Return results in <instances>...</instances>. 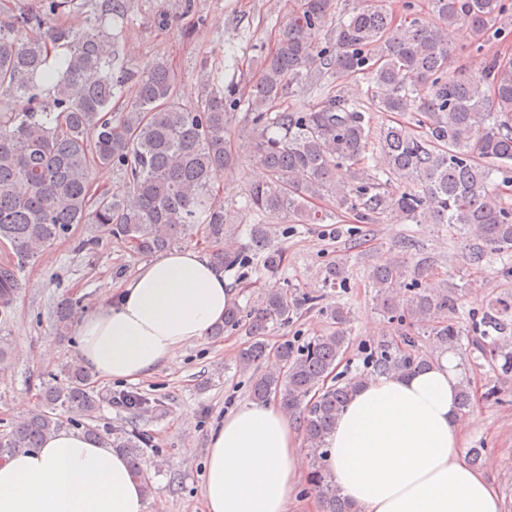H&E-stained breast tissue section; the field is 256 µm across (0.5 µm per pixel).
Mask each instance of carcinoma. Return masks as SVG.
Masks as SVG:
<instances>
[{"label": "carcinoma", "mask_w": 512, "mask_h": 512, "mask_svg": "<svg viewBox=\"0 0 512 512\" xmlns=\"http://www.w3.org/2000/svg\"><path fill=\"white\" fill-rule=\"evenodd\" d=\"M133 4L36 0L0 11V240L23 262L72 224H95L142 255L200 232L212 246L214 263L240 264L245 258L219 248L230 218L215 190L236 162L228 146L235 91L224 94L219 75L204 66V91L187 98L165 61L146 71L129 64L118 29ZM430 7L428 20L409 0L397 20L371 0L340 21L333 43L321 48L316 33L329 21L333 0H302L244 99L251 110V157L268 176L250 186L248 209L296 224H323L330 214L311 208V201L328 196L336 211L351 214L357 224L384 217L395 224H453L464 230L462 258L471 266L491 254L512 253V206L490 187L495 173L512 184V57L487 55L477 70L459 68L450 77L460 52L447 39L448 28L457 24L469 28L478 52L490 38H511L512 0H430ZM71 8L88 12L86 29L62 21ZM326 74L363 76L378 111L408 113L409 120L373 129L358 100L330 92L305 111H270L272 103ZM128 84L135 86V97L122 104L119 93ZM374 149L385 165L379 175L366 166ZM94 165L116 168L123 185L111 192L92 188ZM341 165L350 176L338 182ZM382 174L402 189L388 191ZM249 250L262 257L271 275L283 264V251L271 244L264 224L251 229ZM430 272L424 258L411 272L394 261L375 264L369 279L376 307L391 320L426 327L434 349L454 350L462 336L453 321L457 298L423 287ZM346 281L345 263L328 267L329 286ZM16 288L15 270L1 269V318L9 317ZM297 305L288 292L272 288L249 317L234 305L213 331L219 336L228 327L244 328L250 344L239 360L246 369L265 356L269 327L287 323ZM330 316L336 329L304 348L281 343L269 370L253 377L251 393L258 401L279 396L289 413L299 414L311 458L309 483L322 512H356L323 461L336 419L368 375L327 384L349 345L350 311L338 304ZM481 326L472 350L501 374H511L512 295L488 303ZM427 364L422 356H394L385 344L372 360L380 374ZM43 399L45 407L0 432V461L38 447L64 423L77 425L97 408L82 368L52 378ZM145 442L137 429L112 441L129 455L138 477Z\"/></svg>", "instance_id": "1"}]
</instances>
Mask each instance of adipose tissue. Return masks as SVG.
I'll return each instance as SVG.
<instances>
[{"label": "adipose tissue", "mask_w": 512, "mask_h": 512, "mask_svg": "<svg viewBox=\"0 0 512 512\" xmlns=\"http://www.w3.org/2000/svg\"><path fill=\"white\" fill-rule=\"evenodd\" d=\"M235 302L223 267L191 247L144 264L119 302L76 324V357L104 381L137 383L203 341ZM459 372L451 353L429 367L378 375L355 390L325 461L358 512H504L487 472L459 453ZM203 512H288L303 480L299 428L276 401L226 414L210 436ZM127 456L64 428L0 461V512H145Z\"/></svg>", "instance_id": "obj_1"}]
</instances>
